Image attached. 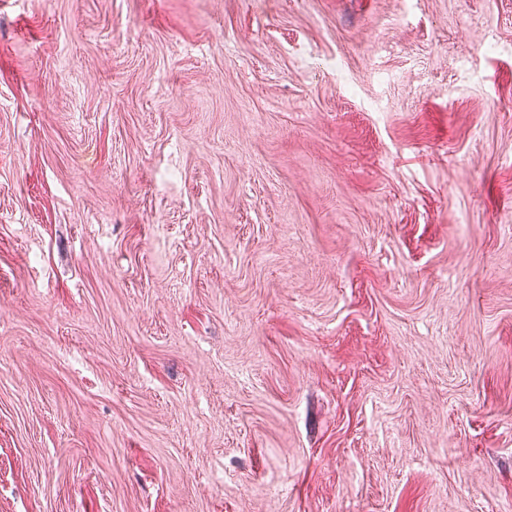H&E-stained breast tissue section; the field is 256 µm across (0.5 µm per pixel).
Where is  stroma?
Segmentation results:
<instances>
[{"label": "stroma", "instance_id": "1", "mask_svg": "<svg viewBox=\"0 0 512 512\" xmlns=\"http://www.w3.org/2000/svg\"><path fill=\"white\" fill-rule=\"evenodd\" d=\"M0 512H512V0H0Z\"/></svg>", "mask_w": 512, "mask_h": 512}]
</instances>
